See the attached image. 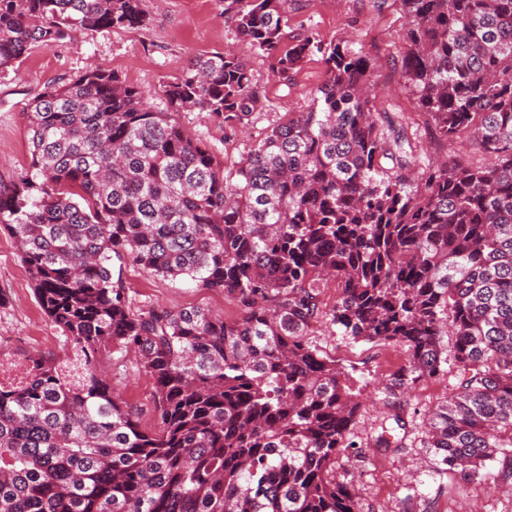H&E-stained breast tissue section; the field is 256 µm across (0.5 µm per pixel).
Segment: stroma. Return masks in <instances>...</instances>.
I'll use <instances>...</instances> for the list:
<instances>
[{
	"label": "stroma",
	"instance_id": "35a3bbf8",
	"mask_svg": "<svg viewBox=\"0 0 512 512\" xmlns=\"http://www.w3.org/2000/svg\"><path fill=\"white\" fill-rule=\"evenodd\" d=\"M143 8L147 21L142 27L79 30L52 47L33 50L20 64L0 73L1 187L11 185L31 162L27 103L48 84L73 78L88 66L115 72L127 84L148 92L150 106L159 112L165 108L163 85L180 77L191 60L236 45L261 94V104L249 124L234 129L205 112L176 115L185 131L203 141L228 167L288 113L305 110L327 78L326 68L316 56L307 58L291 81L278 78L269 60L237 42L224 19V0H143ZM288 31L295 35L313 32L326 41L348 37L353 50L373 61L375 110L384 125L404 133L424 158L448 156L481 162L467 137L452 143L424 137L427 116L417 107L402 77L408 42L397 0H288ZM120 277L137 311L201 307L227 319L240 313L232 296L157 276L128 260L120 267ZM307 341L319 355L335 359L362 390L363 405L349 430L355 446L348 449V461L336 471L337 480L354 483L361 512H512V489L500 488L498 463H487L477 476L467 478L443 469L424 446L429 412L456 388L453 336L442 339L449 362L441 375L418 381L396 409L385 384L406 362L404 345L350 339L340 335L327 318L313 327ZM63 346L61 333L35 298L16 240L1 230L0 357L56 354ZM106 372L114 391L140 409L142 428L157 430L152 378L132 359L119 354L113 355ZM396 412L406 423L399 447H370L371 436L381 425L391 424Z\"/></svg>",
	"mask_w": 512,
	"mask_h": 512
}]
</instances>
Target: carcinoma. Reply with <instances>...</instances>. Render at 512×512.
Returning <instances> with one entry per match:
<instances>
[{"mask_svg": "<svg viewBox=\"0 0 512 512\" xmlns=\"http://www.w3.org/2000/svg\"><path fill=\"white\" fill-rule=\"evenodd\" d=\"M142 2L0 0V71L77 28L140 27ZM398 2L417 106L487 163L426 164L387 133L371 59L288 37V0H224V17L279 78L318 56L326 82L231 169L174 115L249 124L260 94L232 50L165 84L168 112L96 67L27 104L32 159L0 190V226L65 348L0 380V512H360L334 476L360 394L304 340L331 283L341 335L406 347L394 389L439 375L451 331L459 384L426 447L465 477L496 459L512 479V0ZM125 258L242 314L137 313L112 274ZM123 352L154 380L155 432L104 374Z\"/></svg>", "mask_w": 512, "mask_h": 512, "instance_id": "obj_1", "label": "carcinoma"}]
</instances>
